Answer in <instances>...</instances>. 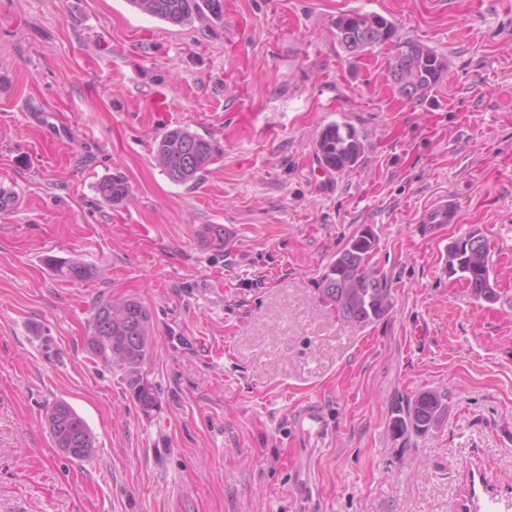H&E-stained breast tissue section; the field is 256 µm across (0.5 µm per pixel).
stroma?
Instances as JSON below:
<instances>
[{
	"label": "stroma",
	"instance_id": "1",
	"mask_svg": "<svg viewBox=\"0 0 512 512\" xmlns=\"http://www.w3.org/2000/svg\"><path fill=\"white\" fill-rule=\"evenodd\" d=\"M351 12L435 51L440 82L400 95L392 44L337 40ZM333 122L365 145L342 173L315 152ZM178 126L218 148L193 185L155 158ZM112 175L119 205L96 192ZM2 188L21 207L0 212V512H448L477 490L512 505V0H224L184 27L127 0H0ZM445 196L459 223H419ZM364 227L393 306L362 328L319 278ZM474 229L494 302L445 271ZM48 256L93 274L67 281ZM128 296L154 313L148 415L87 350L97 302ZM419 320L431 340L413 348ZM431 389L439 422L394 440V401ZM61 399L95 437L88 460L52 445ZM309 401L333 425L314 453L293 428ZM96 190L103 201L110 204H120L130 193V188L120 176L102 178L96 186Z\"/></svg>",
	"mask_w": 512,
	"mask_h": 512
}]
</instances>
